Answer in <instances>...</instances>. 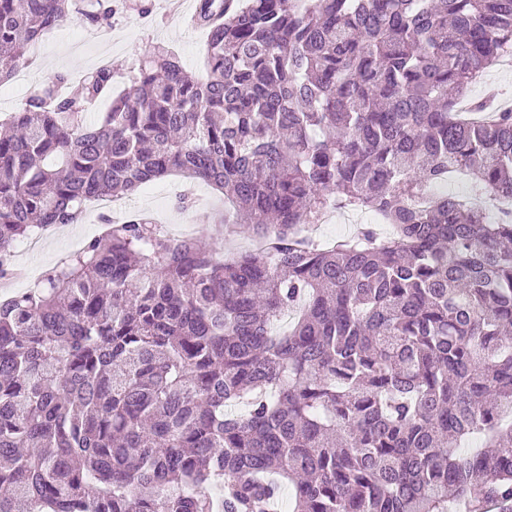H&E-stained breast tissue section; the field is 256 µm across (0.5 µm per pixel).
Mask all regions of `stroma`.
<instances>
[{
  "label": "stroma",
  "instance_id": "1",
  "mask_svg": "<svg viewBox=\"0 0 512 512\" xmlns=\"http://www.w3.org/2000/svg\"><path fill=\"white\" fill-rule=\"evenodd\" d=\"M122 7L112 23L111 40H102L98 29L81 24H70L47 33L28 51L20 63L23 80L0 85V121L17 110L28 97L36 93L54 74L70 73L81 79L94 72L102 60H109L114 69L113 92H120L129 84V69L148 51L162 46L175 51L188 72L202 76L206 73L205 32L191 28L186 22L172 18L168 0H121ZM148 3V13H141V3ZM187 192L197 202L192 212H184L174 205L176 195ZM128 210L144 212L162 225L186 224L206 247L215 253L225 248H251L252 240L246 232L225 236L217 226L224 218L221 194L199 182L169 176L141 187L125 199ZM111 209L105 201L89 202L81 223L71 224L45 235L33 251L19 252L16 261L24 268V278L14 281V289L29 287L49 268L92 237L101 235L102 218Z\"/></svg>",
  "mask_w": 512,
  "mask_h": 512
}]
</instances>
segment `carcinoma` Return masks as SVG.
Masks as SVG:
<instances>
[{"mask_svg": "<svg viewBox=\"0 0 512 512\" xmlns=\"http://www.w3.org/2000/svg\"><path fill=\"white\" fill-rule=\"evenodd\" d=\"M114 0H0V84ZM206 78L157 48L55 74L0 135L16 244L170 174L263 241L232 263L139 213L0 301V512H512V108L453 112L512 0H197ZM367 211L326 244L323 212ZM291 310L297 316L276 324ZM478 438L479 448L461 444Z\"/></svg>", "mask_w": 512, "mask_h": 512, "instance_id": "cac0c4a2", "label": "carcinoma"}]
</instances>
